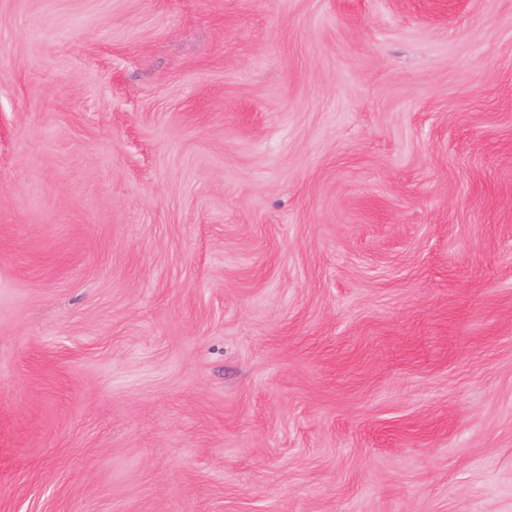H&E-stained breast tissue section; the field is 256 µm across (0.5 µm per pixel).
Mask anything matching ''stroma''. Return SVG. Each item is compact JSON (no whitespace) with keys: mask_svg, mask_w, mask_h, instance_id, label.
Returning <instances> with one entry per match:
<instances>
[{"mask_svg":"<svg viewBox=\"0 0 512 512\" xmlns=\"http://www.w3.org/2000/svg\"><path fill=\"white\" fill-rule=\"evenodd\" d=\"M0 512H512V0H0Z\"/></svg>","mask_w":512,"mask_h":512,"instance_id":"1","label":"stroma"}]
</instances>
